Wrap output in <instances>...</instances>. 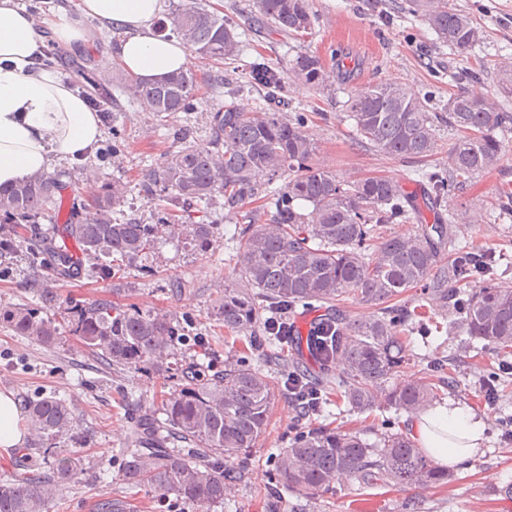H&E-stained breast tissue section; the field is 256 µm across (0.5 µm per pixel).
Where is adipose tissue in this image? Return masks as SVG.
I'll return each instance as SVG.
<instances>
[{"label": "adipose tissue", "mask_w": 512, "mask_h": 512, "mask_svg": "<svg viewBox=\"0 0 512 512\" xmlns=\"http://www.w3.org/2000/svg\"><path fill=\"white\" fill-rule=\"evenodd\" d=\"M79 10L76 19L61 12L35 18L22 0H0V188L64 161H83L104 136L97 112L83 96L56 73L34 70L48 36L68 46L91 43L82 24L90 18L126 33L116 52L102 57L103 69L116 64L153 82L191 65L186 45L154 29L162 0H79ZM408 435L439 465L452 468L477 458L486 422L451 398L414 416Z\"/></svg>", "instance_id": "1"}]
</instances>
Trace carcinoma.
<instances>
[{
    "instance_id": "carcinoma-1",
    "label": "carcinoma",
    "mask_w": 512,
    "mask_h": 512,
    "mask_svg": "<svg viewBox=\"0 0 512 512\" xmlns=\"http://www.w3.org/2000/svg\"><path fill=\"white\" fill-rule=\"evenodd\" d=\"M261 21L297 39L312 33L309 0H256ZM412 11L427 24L436 43L467 53L478 45L483 30L466 12L448 6V0H411ZM172 31L199 57L222 64L240 53L239 34L220 11L201 0L172 6L158 32ZM484 61L464 74H448L450 95L444 111L437 112L427 94H417L394 81H380L350 92L346 102L357 139L376 152L407 163H419L438 149L440 127L454 138L448 148V173H419L428 186L434 222L422 223L416 200L398 182L370 176L348 183L329 169L312 163L316 143L303 129L302 117L285 115L284 84L268 66L254 72L267 105L245 111L226 104L211 113L208 141L188 140L141 176V190L165 203V213L154 224L122 222L127 191L118 181H105L69 220L58 226L56 237H35L32 225L56 208L70 173H38L0 190V257L9 258L28 244L26 260L32 266L50 262L54 281H77L84 274L83 259L108 258L92 273L101 279L120 278L125 264L156 249L164 236H181L198 248H208L221 227L207 221L209 206L217 199L235 209L262 189L274 208L266 224H237L232 256L242 285L224 289L218 315L224 329L242 337L243 355L224 364V373L209 375L200 367L183 372V383L162 394L165 433L145 421L122 449L123 477L133 486L147 485L160 500L173 494L197 512H211L237 483L238 471L219 458H232L255 447L264 435L276 401L275 384L249 361V353L277 343L264 328L267 317L281 308L319 303H340L351 296L371 306L367 316L344 312L326 319L335 327L334 339L307 336L312 353L322 365V376L312 377L294 367L317 395L331 389L361 413L377 403L408 414L425 411L439 398L450 380L440 373L392 385L393 377L408 365L407 336L425 329L426 305H412L405 294L420 288L441 313L448 314V332L486 342L495 352L512 355V284L496 277V256L483 257L478 274L459 244L467 220L462 211L445 216L437 212L448 194L472 179L497 168L504 156L503 135L512 130V113L478 89ZM346 77L329 69L319 56L298 53L289 61L288 79L319 91ZM158 118L193 107L197 77L191 72L172 74L144 83L119 74L97 82L105 98L112 86ZM278 189L270 186L282 178ZM296 201L311 204L299 212ZM390 224H418L414 233L388 231ZM455 254L449 265L447 253ZM461 290L448 282L469 283ZM43 306L58 311L61 321L42 318L36 308L0 311V321L18 336L51 344L65 331L85 351L109 366L157 373L171 370L182 327L167 311L143 312L107 298L90 302L61 299L47 283L40 289ZM344 366L331 385L330 367ZM28 429L42 443L75 427L70 403L44 395L28 404ZM187 443V448L173 444ZM202 453L218 462L205 465ZM48 469L26 467L0 477V512H50L59 487L77 478L81 457L62 448L43 449ZM276 483L284 490L319 496L348 479L380 481L396 487L448 483V473L417 448L403 431L382 434L369 443L358 431L319 426L291 438L275 459Z\"/></svg>"
}]
</instances>
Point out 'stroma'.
<instances>
[{"instance_id": "35a3bbf8", "label": "stroma", "mask_w": 512, "mask_h": 512, "mask_svg": "<svg viewBox=\"0 0 512 512\" xmlns=\"http://www.w3.org/2000/svg\"><path fill=\"white\" fill-rule=\"evenodd\" d=\"M210 2L235 23L243 40L237 59L225 61L222 68L224 76L241 87L236 99L240 108L252 110L263 102L261 89L249 83L255 60L265 61L283 77L288 74L289 61L305 51L320 56L328 67L343 64L350 68V83L329 93L300 82L285 84L286 114L304 117L306 131L318 145L317 161L339 180L353 182L382 175L400 182L409 193L422 192L419 183L410 181L406 163L356 144L345 106L350 89L384 80L401 82L417 91H431L432 102L439 107L448 100L449 72L465 70L483 59L487 62L483 79L486 92L512 112V93L506 89L507 78L512 75V0H449L469 13L483 30L482 43L467 54L435 44L420 17L409 12L407 0H310L316 16L314 30L301 39L258 27L254 22L255 0ZM119 36V30L102 29L92 45L82 49L53 45L52 71L80 90L85 87L82 70L107 79L109 73L100 67L99 58ZM190 70L199 85L193 108L166 122L141 111L117 91L99 101L107 111L102 120L104 140L87 164L100 179L125 183L130 202L125 218L156 222L162 204L142 192V171L179 148L181 130H190L195 143H205L208 116L224 102L223 95L208 83L213 73L210 65L196 57ZM116 141L122 145L117 155L112 152ZM505 144V156L497 169L473 179L445 199L442 207L449 210L467 202L475 222L464 238L465 245L504 253L500 273L512 282V215L502 213L498 193L499 176L512 172V134ZM231 247V241L224 237L203 250L178 238L167 239L161 242L158 253L141 255L130 263L122 278H85L60 284L59 291L81 301L107 298L144 312L160 309L171 313L187 334L186 341L176 346V368L199 364L210 372H220L225 361L239 356L241 347L216 315L225 289L241 282L228 263ZM44 276V271L30 266L24 256L11 258L7 273L0 277V309L39 307L38 290ZM409 354L410 364L402 380L426 375L433 364H442L456 379L455 386L444 390V397L465 402L487 424L483 454L452 468L451 482L402 490L378 481H342L333 491L316 498L286 495L279 509H272L269 492L275 482L274 459L288 446L295 431L341 425L360 430L373 443L386 430L406 429L410 420L406 413L384 404L357 413L340 399L333 400L323 412L304 418L281 397L265 435L256 447L237 458L240 480L235 489L211 512H512V441L503 437L507 423L512 422V375L505 376L506 390L496 405L486 404L481 389L487 369L498 366L500 356L477 340L462 345L442 328L414 333ZM252 363L277 382L292 365L312 375L318 372L317 363L293 346L257 351ZM177 384V379L153 372L108 368L67 333H60L53 344L42 345L0 324V391L14 392L23 406L40 394L71 401L82 436L78 444L66 436L57 441L58 447L81 456L83 472L77 481L63 486L59 504L51 512H94L105 496L123 501L129 512H192L176 496L159 502L149 487L128 484L120 459V450L139 421L160 415L162 388Z\"/></svg>"}]
</instances>
